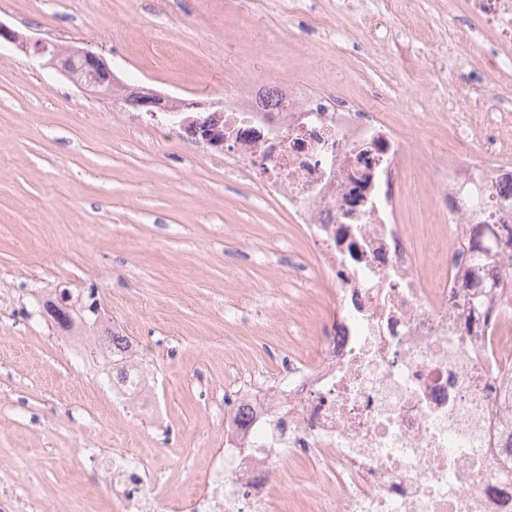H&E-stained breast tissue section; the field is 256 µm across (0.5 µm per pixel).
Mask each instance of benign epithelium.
Segmentation results:
<instances>
[{
    "mask_svg": "<svg viewBox=\"0 0 512 512\" xmlns=\"http://www.w3.org/2000/svg\"><path fill=\"white\" fill-rule=\"evenodd\" d=\"M2 43L14 45L27 56L46 60V65L71 81L74 80L75 62H82L95 78L86 82L78 81L76 85L94 94L109 97L112 95V86L117 83L105 56L89 45L61 50L51 42L39 37L23 36L12 27L1 23L0 44Z\"/></svg>",
    "mask_w": 512,
    "mask_h": 512,
    "instance_id": "benign-epithelium-1",
    "label": "benign epithelium"
}]
</instances>
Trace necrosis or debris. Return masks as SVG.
<instances>
[{"instance_id":"necrosis-or-debris-1","label":"necrosis or debris","mask_w":512,"mask_h":512,"mask_svg":"<svg viewBox=\"0 0 512 512\" xmlns=\"http://www.w3.org/2000/svg\"><path fill=\"white\" fill-rule=\"evenodd\" d=\"M461 13L451 43L490 37L474 64L495 80L424 144L391 121L384 94L356 101L337 84L314 93L269 75L219 100L163 94L181 139L316 246L328 311L277 380L225 392L224 447L201 493L161 498L133 467L118 474L117 512H512V249L493 232L458 251L483 210L512 225V0H461ZM414 175L430 206L405 224ZM307 460L312 480L283 494V463Z\"/></svg>"}]
</instances>
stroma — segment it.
Here are the masks:
<instances>
[{
    "mask_svg": "<svg viewBox=\"0 0 512 512\" xmlns=\"http://www.w3.org/2000/svg\"><path fill=\"white\" fill-rule=\"evenodd\" d=\"M361 0L339 18L345 45L288 41L272 15L252 42L232 0H0V12L63 46L102 51L126 82L223 95L245 77L297 74L312 91L342 79L364 99L381 88L420 140L442 133L448 102L464 107L478 74L449 54L444 71L386 37L369 38ZM182 44L157 56L158 41ZM123 106L77 87L9 45L0 46V488L30 484L29 512H115L88 484L102 455L120 448L157 474L159 496L185 493L224 445V392L250 363L288 356L270 324L298 313L315 335L326 312L297 269L313 262L273 204L246 210L244 188L210 155L124 123ZM91 289L101 325H123L158 380L157 412L112 405L101 369L38 316L47 293Z\"/></svg>",
    "mask_w": 512,
    "mask_h": 512,
    "instance_id": "stroma-1",
    "label": "stroma"
}]
</instances>
